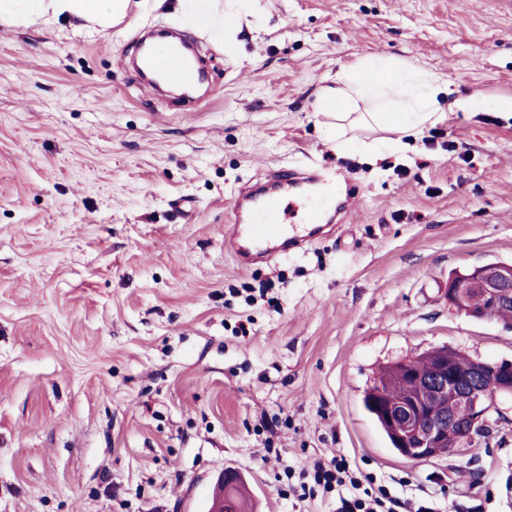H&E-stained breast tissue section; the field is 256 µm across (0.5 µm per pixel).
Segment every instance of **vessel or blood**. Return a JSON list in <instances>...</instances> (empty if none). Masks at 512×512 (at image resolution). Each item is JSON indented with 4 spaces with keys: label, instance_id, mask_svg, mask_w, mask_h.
Wrapping results in <instances>:
<instances>
[{
    "label": "vessel or blood",
    "instance_id": "b4317fda",
    "mask_svg": "<svg viewBox=\"0 0 512 512\" xmlns=\"http://www.w3.org/2000/svg\"><path fill=\"white\" fill-rule=\"evenodd\" d=\"M140 67L172 85L188 84L198 72L195 58L177 47L142 55ZM274 180L287 188L293 203H286V197L248 188L243 196L253 212L252 221L243 222L240 209L231 212L225 244L239 267H269L288 250L311 244L328 226L330 211L337 201V185L350 183L351 178L343 172L291 166L277 170ZM288 211L297 215V223L283 221L282 216Z\"/></svg>",
    "mask_w": 512,
    "mask_h": 512
}]
</instances>
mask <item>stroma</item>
<instances>
[{"label": "stroma", "instance_id": "1", "mask_svg": "<svg viewBox=\"0 0 512 512\" xmlns=\"http://www.w3.org/2000/svg\"><path fill=\"white\" fill-rule=\"evenodd\" d=\"M185 6L0 23V512H208L227 468L252 512H336L300 487L335 456L441 512H512V396L425 463L363 403L381 368L434 347L512 362V329L442 293L512 261V0H250L230 35ZM167 30L207 61L189 105L131 66L137 36ZM375 55L448 80L433 148L320 108ZM471 95L485 108L455 106ZM285 164L364 194L333 236L240 268L230 209Z\"/></svg>", "mask_w": 512, "mask_h": 512}]
</instances>
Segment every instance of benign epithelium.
Wrapping results in <instances>:
<instances>
[{
	"label": "benign epithelium",
	"instance_id": "1",
	"mask_svg": "<svg viewBox=\"0 0 512 512\" xmlns=\"http://www.w3.org/2000/svg\"><path fill=\"white\" fill-rule=\"evenodd\" d=\"M448 305L480 319H491L495 311L512 306V263H492L458 270L443 286ZM482 306H469L471 297ZM432 380H418L411 361H396L399 375L415 381L413 390L400 398L382 395L374 400L375 412L390 431L400 454L417 463L452 453L471 441L474 434L489 427V415L498 395L512 396V363L476 361L467 372L449 360L448 350L435 348ZM438 407L443 415L429 418V409ZM237 475L223 473L211 503L212 512H240L225 496Z\"/></svg>",
	"mask_w": 512,
	"mask_h": 512
}]
</instances>
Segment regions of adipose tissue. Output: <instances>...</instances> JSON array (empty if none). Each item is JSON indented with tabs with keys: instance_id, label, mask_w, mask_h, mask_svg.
<instances>
[{
	"instance_id": "1",
	"label": "adipose tissue",
	"mask_w": 512,
	"mask_h": 512,
	"mask_svg": "<svg viewBox=\"0 0 512 512\" xmlns=\"http://www.w3.org/2000/svg\"><path fill=\"white\" fill-rule=\"evenodd\" d=\"M51 5L54 15L85 21H106L120 15L125 0H0V20L38 14ZM372 73L369 81L358 79V71ZM449 89L435 73L383 56H372L358 66L337 74L335 85L322 88V106L349 107L357 102L372 105L369 118L405 137L419 135L442 116L440 98Z\"/></svg>"
}]
</instances>
